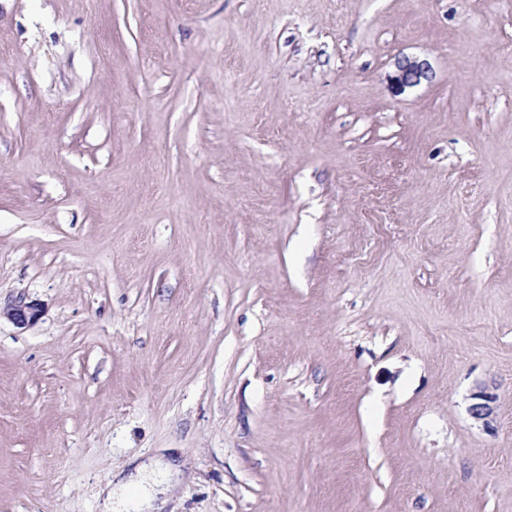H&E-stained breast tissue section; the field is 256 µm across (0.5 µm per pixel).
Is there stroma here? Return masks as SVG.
I'll return each instance as SVG.
<instances>
[{"mask_svg":"<svg viewBox=\"0 0 512 512\" xmlns=\"http://www.w3.org/2000/svg\"><path fill=\"white\" fill-rule=\"evenodd\" d=\"M21 296L0 512H512V0H0ZM397 72L393 78L398 90L419 85L422 80L429 78L430 65L425 60L403 57L398 60ZM43 313V306L36 301H26L20 297L11 304L0 306V319L3 317L12 321L19 328H25L37 322ZM475 402L470 406V415L477 421L482 423L486 430L493 429L495 396L485 391H479L473 394ZM139 477L138 486L140 487L141 495L143 496V504L148 508H154L152 501L155 499L157 493L156 487L162 485L163 481L157 478L159 472L152 468V465H140L137 468ZM128 487L127 483L118 481L113 485V479L110 481L106 489L103 490L105 499L103 506L107 512H125L123 509L126 508L128 498H125L124 491Z\"/></svg>","mask_w":512,"mask_h":512,"instance_id":"obj_1","label":"stroma"}]
</instances>
